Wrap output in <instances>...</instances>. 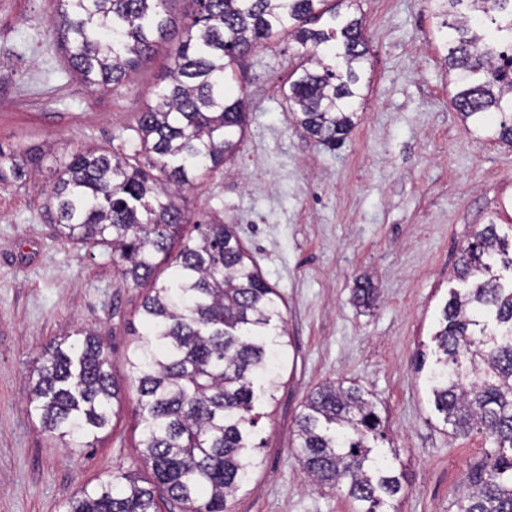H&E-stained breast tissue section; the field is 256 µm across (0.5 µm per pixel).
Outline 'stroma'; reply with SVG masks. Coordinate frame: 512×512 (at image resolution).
I'll use <instances>...</instances> for the list:
<instances>
[{
  "mask_svg": "<svg viewBox=\"0 0 512 512\" xmlns=\"http://www.w3.org/2000/svg\"><path fill=\"white\" fill-rule=\"evenodd\" d=\"M371 82L360 122L328 149L298 130L281 87L301 51L263 44L241 61L249 125L231 163L187 192L193 222L235 225L282 295L291 346L256 468L233 512H353L312 484L295 418L328 380L357 382L382 408L381 453L404 471L401 512H455L481 436L450 435L426 376L431 335L471 235L512 203V146L460 119L426 0H357ZM52 0H0V151L44 150L40 172L0 184V512H65L113 471L148 477L136 388L121 365L141 329L144 289L123 286L112 254L62 238L49 210L57 158L98 147L133 153V128L172 62L171 34L116 91L85 89L57 48ZM368 283L369 303L354 290ZM91 329L110 340L123 410L89 448H63L28 414L27 378L50 340Z\"/></svg>",
  "mask_w": 512,
  "mask_h": 512,
  "instance_id": "obj_1",
  "label": "stroma"
}]
</instances>
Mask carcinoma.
<instances>
[{
    "instance_id": "1",
    "label": "carcinoma",
    "mask_w": 512,
    "mask_h": 512,
    "mask_svg": "<svg viewBox=\"0 0 512 512\" xmlns=\"http://www.w3.org/2000/svg\"><path fill=\"white\" fill-rule=\"evenodd\" d=\"M51 26L83 85L113 91L149 64L177 24L167 0H55ZM182 39L154 99L139 113L132 161L79 149L53 174L60 236L112 250L124 285L149 286L144 324L123 370L137 383L143 480L120 471L71 498L65 512H232L254 467L256 406L275 400L288 341L282 297L262 276L232 224L184 235V190L224 166L247 127L236 67L256 45L291 39L303 60L283 88L298 125L334 146L354 126L369 48L354 0H186ZM463 121L512 144V0H427ZM0 158L14 179L38 169L28 150ZM497 217L456 260L472 281L450 291L434 334L430 392L452 435L489 443L471 466L457 512H512V242ZM170 262L162 276L157 255ZM56 339L30 375L28 413L64 448H87L122 412L105 339ZM298 458L319 486L345 492L355 512H400L405 476L374 453L384 437L362 386L328 381L295 419Z\"/></svg>"
}]
</instances>
